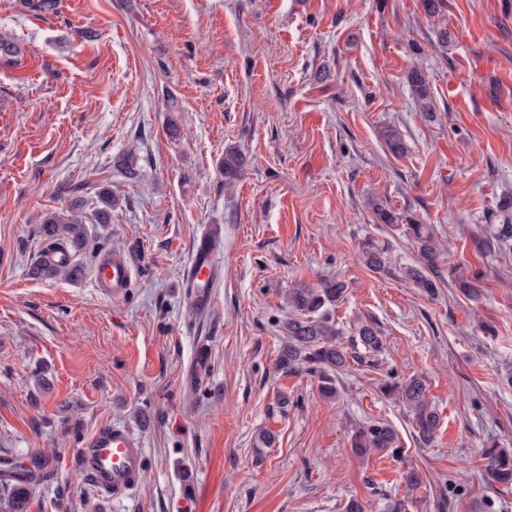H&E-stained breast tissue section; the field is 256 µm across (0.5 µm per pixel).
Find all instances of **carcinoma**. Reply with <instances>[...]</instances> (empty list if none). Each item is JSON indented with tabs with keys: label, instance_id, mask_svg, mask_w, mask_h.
Here are the masks:
<instances>
[{
	"label": "carcinoma",
	"instance_id": "obj_1",
	"mask_svg": "<svg viewBox=\"0 0 512 512\" xmlns=\"http://www.w3.org/2000/svg\"><path fill=\"white\" fill-rule=\"evenodd\" d=\"M19 48L15 38L8 33H0V63L6 65L16 62ZM409 83L420 112L428 118L435 116L432 107L430 86L425 76L418 70L409 74ZM390 151L403 155L407 151L401 134L390 129L385 135ZM245 164V157L237 150L224 151V179L234 180ZM100 206L95 217L98 224L112 221V193L105 189L99 193ZM80 201L69 205V215L62 217L56 213L47 216L38 226L41 237L48 242H59L71 248L72 263L69 265H51L45 254L31 268V275L42 277L74 278L81 271L77 257L87 246V230L83 216L79 213ZM499 223L489 224L488 235L483 239L485 248H507L512 244V199H503L499 205ZM407 230L417 243L420 265L408 271V276L422 293L432 296L438 283L431 276L437 255V243L428 224L407 219ZM360 260L370 272L385 270L384 248L372 241L364 243ZM482 276L478 273H457L454 285L460 292L475 298L480 295ZM346 284L338 279L324 280L317 286L298 285L288 289L286 301L291 313L282 324V345L276 362L284 373L304 371L318 381V388L326 399H334L338 390V375L351 366V363L368 364L372 357L381 352L383 336L372 322L361 320L352 328L351 334L336 323L335 310L344 299ZM398 391V396L413 415L419 438L429 441L439 426L438 413L426 400L425 380L413 376L404 382H395L384 388V392ZM352 453L367 458L377 451H389L396 454L395 430L391 425L371 421L360 427L349 440ZM483 487L495 491L497 486L512 485V450L492 448L483 456ZM30 487L5 484L0 487V512H27Z\"/></svg>",
	"mask_w": 512,
	"mask_h": 512
}]
</instances>
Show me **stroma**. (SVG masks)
<instances>
[{
    "label": "stroma",
    "mask_w": 512,
    "mask_h": 512,
    "mask_svg": "<svg viewBox=\"0 0 512 512\" xmlns=\"http://www.w3.org/2000/svg\"><path fill=\"white\" fill-rule=\"evenodd\" d=\"M0 30L20 46L0 64V453L58 461L28 512H345L354 499L363 512H512V487L481 482L484 450L512 448V250L478 246L512 193V0H442L432 17L421 0H58L52 13L0 0ZM228 147L249 160L230 186ZM130 151L136 181L117 165ZM105 187L112 221L89 225L82 276L32 277L43 217L73 197L93 212ZM376 202L431 225L435 296L407 278L416 246L378 223ZM213 227L224 275L199 314L180 280ZM368 238L385 272L360 263ZM112 251L134 269L120 300L89 276ZM457 265L482 273L479 298L454 286ZM333 278L347 285L338 324L376 323L385 346L327 400L276 359L288 288ZM202 346L211 371L193 381ZM414 375L440 416L427 443L379 392ZM369 421L396 430L401 456L351 453ZM107 423L145 449L121 501L73 464ZM408 469L423 479L410 493ZM408 79L420 112L428 119L434 118L435 112L432 107L430 86L425 76L419 70L415 69L410 72Z\"/></svg>",
    "instance_id": "obj_1"
}]
</instances>
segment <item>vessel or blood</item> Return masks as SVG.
Here are the masks:
<instances>
[{"mask_svg":"<svg viewBox=\"0 0 512 512\" xmlns=\"http://www.w3.org/2000/svg\"><path fill=\"white\" fill-rule=\"evenodd\" d=\"M215 236L211 230L194 241L182 282L190 305L200 312L213 305L214 288L220 277ZM91 277L106 295L121 298L132 286L133 268L126 257L115 253L100 258ZM75 466L98 496L119 501L127 498L143 478L144 450L138 436L128 427L105 424L82 441ZM55 470V461L36 451L21 459L0 460V477L17 484L49 478Z\"/></svg>","mask_w":512,"mask_h":512,"instance_id":"1","label":"vessel or blood"}]
</instances>
